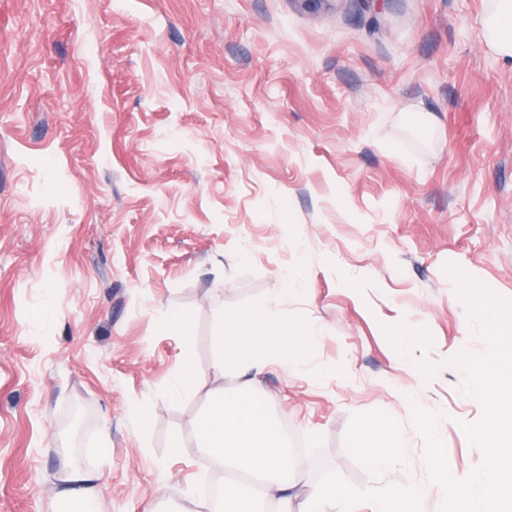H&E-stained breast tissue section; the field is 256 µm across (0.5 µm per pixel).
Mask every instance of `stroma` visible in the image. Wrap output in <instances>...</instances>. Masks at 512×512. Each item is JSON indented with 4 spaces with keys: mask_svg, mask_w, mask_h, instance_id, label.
<instances>
[{
    "mask_svg": "<svg viewBox=\"0 0 512 512\" xmlns=\"http://www.w3.org/2000/svg\"><path fill=\"white\" fill-rule=\"evenodd\" d=\"M489 7L0 0V512H59L71 464L105 512L213 482L193 435L247 388L218 336L259 299L317 333L260 377L297 494L373 512L368 489L418 486L440 512L411 406L469 474L481 407L452 359L487 349L447 265L512 299V58ZM375 420L398 434L386 468Z\"/></svg>",
    "mask_w": 512,
    "mask_h": 512,
    "instance_id": "1",
    "label": "stroma"
}]
</instances>
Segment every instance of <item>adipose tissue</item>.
Masks as SVG:
<instances>
[{
  "label": "adipose tissue",
  "instance_id": "ef3b65f1",
  "mask_svg": "<svg viewBox=\"0 0 512 512\" xmlns=\"http://www.w3.org/2000/svg\"><path fill=\"white\" fill-rule=\"evenodd\" d=\"M483 27L490 47L512 58V0H493ZM312 337V332L279 323L270 304L258 300L225 320L215 366L259 371L285 350L304 348ZM193 444L226 469L250 476L246 483H226L223 505L211 512H241L243 505L257 501L271 504L275 512H329L336 499L335 489L323 486L310 489L303 501H295L296 484L282 435L276 422L259 410L253 393L217 397ZM99 481L97 472L66 467L54 490L62 512H103Z\"/></svg>",
  "mask_w": 512,
  "mask_h": 512
}]
</instances>
